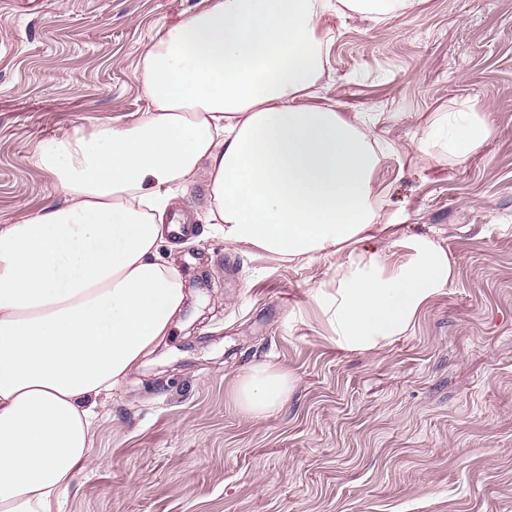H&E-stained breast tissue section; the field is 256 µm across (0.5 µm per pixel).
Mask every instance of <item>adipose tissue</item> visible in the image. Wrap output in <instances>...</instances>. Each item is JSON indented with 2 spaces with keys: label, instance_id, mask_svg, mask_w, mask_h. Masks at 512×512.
<instances>
[{
  "label": "adipose tissue",
  "instance_id": "obj_1",
  "mask_svg": "<svg viewBox=\"0 0 512 512\" xmlns=\"http://www.w3.org/2000/svg\"><path fill=\"white\" fill-rule=\"evenodd\" d=\"M427 0H205L141 57L148 106L45 143L63 203L0 228V512H55L90 467L100 398L165 341L188 298L160 244L176 189L204 179L226 244L288 261L333 259L308 300L343 352L382 349L455 283L429 235L391 252L374 185L392 143L371 118L314 103L330 20L421 15ZM495 134L489 114L444 112L415 151L456 164ZM290 390L261 365L238 404L258 418Z\"/></svg>",
  "mask_w": 512,
  "mask_h": 512
}]
</instances>
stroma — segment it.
Listing matches in <instances>:
<instances>
[{"label": "stroma", "instance_id": "35a3bbf8", "mask_svg": "<svg viewBox=\"0 0 512 512\" xmlns=\"http://www.w3.org/2000/svg\"><path fill=\"white\" fill-rule=\"evenodd\" d=\"M200 0H0V227L61 204L41 145L143 111L139 61ZM422 18L336 27L322 94L400 144L374 179L408 236L437 233L452 288L371 352L336 349L307 293L328 261L225 243L206 187L173 252L189 299L165 342L98 408L93 466L56 512H512V0H428ZM489 112L463 165L408 151L438 112ZM285 401L244 415L256 366Z\"/></svg>", "mask_w": 512, "mask_h": 512}]
</instances>
